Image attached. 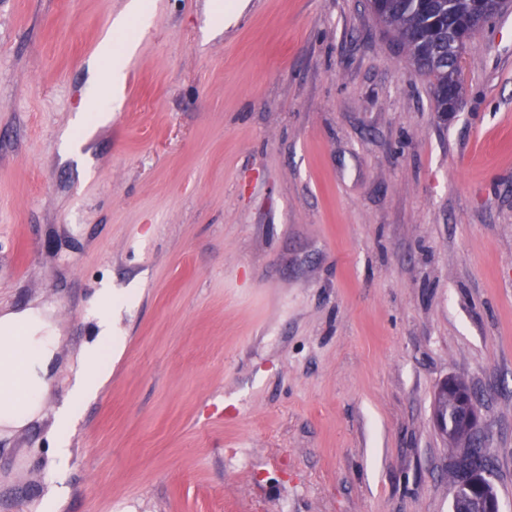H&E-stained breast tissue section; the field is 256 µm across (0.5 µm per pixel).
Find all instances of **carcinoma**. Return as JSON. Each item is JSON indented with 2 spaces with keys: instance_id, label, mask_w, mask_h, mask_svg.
I'll return each mask as SVG.
<instances>
[{
  "instance_id": "1",
  "label": "carcinoma",
  "mask_w": 512,
  "mask_h": 512,
  "mask_svg": "<svg viewBox=\"0 0 512 512\" xmlns=\"http://www.w3.org/2000/svg\"><path fill=\"white\" fill-rule=\"evenodd\" d=\"M381 7L377 21L393 35L415 71L429 79L436 111H448V92L453 86L460 87L448 41L462 37L466 45L475 35L476 30L463 27L471 4L468 0H381ZM456 446L464 452L452 466L454 485L474 471H493L482 442L462 439Z\"/></svg>"
}]
</instances>
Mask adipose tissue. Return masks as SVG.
I'll return each mask as SVG.
<instances>
[{
  "mask_svg": "<svg viewBox=\"0 0 512 512\" xmlns=\"http://www.w3.org/2000/svg\"><path fill=\"white\" fill-rule=\"evenodd\" d=\"M150 12L149 0H127L115 16L97 45L95 74L75 127H83L88 112L94 113L97 124L107 123L113 108L121 107L125 68L136 46L129 43L114 51L113 36L132 25L145 28ZM55 350L54 328L41 310L0 314V428L19 431L38 418L46 393L45 368Z\"/></svg>",
  "mask_w": 512,
  "mask_h": 512,
  "instance_id": "1",
  "label": "adipose tissue"
}]
</instances>
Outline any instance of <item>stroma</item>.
I'll return each mask as SVG.
<instances>
[{"mask_svg":"<svg viewBox=\"0 0 512 512\" xmlns=\"http://www.w3.org/2000/svg\"><path fill=\"white\" fill-rule=\"evenodd\" d=\"M125 0H0V309L45 308L0 512H451L437 384L481 399L512 512V11L441 119L367 0H153L124 103L58 151ZM118 346L58 468L101 289Z\"/></svg>","mask_w":512,"mask_h":512,"instance_id":"35a3bbf8","label":"stroma"}]
</instances>
